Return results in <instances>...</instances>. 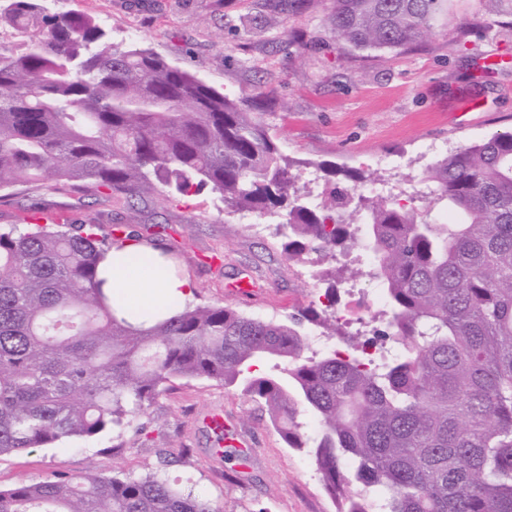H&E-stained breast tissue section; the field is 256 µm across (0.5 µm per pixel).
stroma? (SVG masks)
Instances as JSON below:
<instances>
[{"mask_svg":"<svg viewBox=\"0 0 512 512\" xmlns=\"http://www.w3.org/2000/svg\"><path fill=\"white\" fill-rule=\"evenodd\" d=\"M333 0H303L297 11L267 0H54L104 20L113 42L153 49L234 100L275 132L283 152L383 177L409 204L429 145L450 152L512 130V30L493 0H448L422 41L361 51L337 41L327 24ZM51 209L85 220L108 206L88 193L37 191ZM165 225L162 244L194 285L190 304L227 305L281 319L318 301L325 282L311 272L334 258L286 260L273 218L239 216L202 190L140 209L131 233ZM249 284L242 297L237 288ZM220 413L247 445L245 461L216 453L205 418ZM140 429L70 439L0 456V488L23 480L93 471L139 478L156 471L222 512H336L309 457L287 447L267 413L214 380H179L160 393Z\"/></svg>","mask_w":512,"mask_h":512,"instance_id":"obj_1","label":"stroma"}]
</instances>
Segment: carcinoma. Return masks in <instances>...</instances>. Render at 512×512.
<instances>
[{"label":"carcinoma","instance_id":"1","mask_svg":"<svg viewBox=\"0 0 512 512\" xmlns=\"http://www.w3.org/2000/svg\"><path fill=\"white\" fill-rule=\"evenodd\" d=\"M338 41L421 40L443 0H335ZM0 191L84 189L114 205L89 220L0 227V456L120 433L178 379L239 387L289 448L307 449L337 512H512V131L457 149L421 177V208L367 194L360 173L283 154L269 127L202 78L111 40L86 13L0 0ZM322 184L318 192L299 186ZM204 188L234 212L279 219L290 262L333 254L366 225L385 325L341 336L332 313L285 319L175 306L138 330L105 296L112 225L148 200ZM275 355L278 375L254 371ZM313 415L320 432H301ZM0 512H220L156 473L89 472L0 489Z\"/></svg>","mask_w":512,"mask_h":512}]
</instances>
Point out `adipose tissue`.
Masks as SVG:
<instances>
[{
  "label": "adipose tissue",
  "mask_w": 512,
  "mask_h": 512,
  "mask_svg": "<svg viewBox=\"0 0 512 512\" xmlns=\"http://www.w3.org/2000/svg\"><path fill=\"white\" fill-rule=\"evenodd\" d=\"M144 245L126 241L99 263L103 289L130 321L152 326L169 316V307L190 297L194 285L185 276H176L156 267L136 262Z\"/></svg>",
  "instance_id": "1"
}]
</instances>
